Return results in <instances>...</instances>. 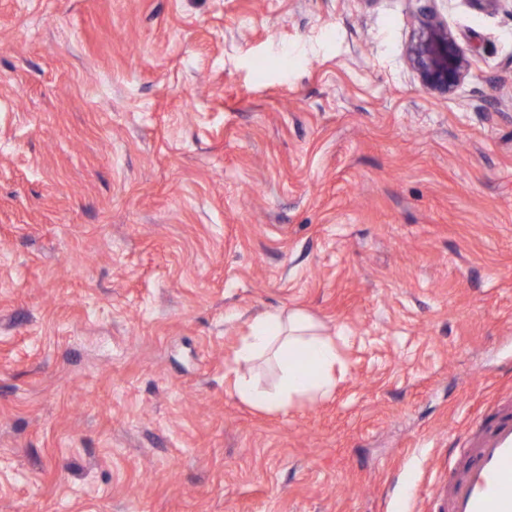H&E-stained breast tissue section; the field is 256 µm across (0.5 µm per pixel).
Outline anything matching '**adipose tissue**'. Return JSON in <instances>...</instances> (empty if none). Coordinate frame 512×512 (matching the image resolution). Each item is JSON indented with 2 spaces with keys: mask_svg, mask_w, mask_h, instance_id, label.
Instances as JSON below:
<instances>
[{
  "mask_svg": "<svg viewBox=\"0 0 512 512\" xmlns=\"http://www.w3.org/2000/svg\"><path fill=\"white\" fill-rule=\"evenodd\" d=\"M242 370L234 391L244 402L266 410H283L294 401L327 397L334 386L339 361L335 341L323 334L306 313L271 311L256 316L237 353ZM270 365L276 374L272 389H262L254 374L256 364Z\"/></svg>",
  "mask_w": 512,
  "mask_h": 512,
  "instance_id": "ef3b65f1",
  "label": "adipose tissue"
}]
</instances>
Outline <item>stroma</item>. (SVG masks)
Returning <instances> with one entry per match:
<instances>
[{"mask_svg":"<svg viewBox=\"0 0 512 512\" xmlns=\"http://www.w3.org/2000/svg\"><path fill=\"white\" fill-rule=\"evenodd\" d=\"M433 6L444 98L415 0H0V512H445L512 407V9ZM281 309L340 362L271 412ZM406 62L415 80L428 94L448 97L472 70V59L432 7L412 14V36L406 48ZM242 366L234 391L244 402L265 410H283L294 401L327 397L334 386L333 371L339 361L336 342L320 331L306 313L271 311L256 316L237 353ZM270 365L276 374L271 390L262 389L253 367Z\"/></svg>","mask_w":512,"mask_h":512,"instance_id":"stroma-1","label":"stroma"}]
</instances>
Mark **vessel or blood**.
Segmentation results:
<instances>
[{"mask_svg": "<svg viewBox=\"0 0 512 512\" xmlns=\"http://www.w3.org/2000/svg\"><path fill=\"white\" fill-rule=\"evenodd\" d=\"M466 444V463L448 483V512H512V410L484 416Z\"/></svg>", "mask_w": 512, "mask_h": 512, "instance_id": "b4317fda", "label": "vessel or blood"}]
</instances>
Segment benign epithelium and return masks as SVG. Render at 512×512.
<instances>
[{
	"mask_svg": "<svg viewBox=\"0 0 512 512\" xmlns=\"http://www.w3.org/2000/svg\"><path fill=\"white\" fill-rule=\"evenodd\" d=\"M406 62L422 90L439 97L453 94L472 70V59L432 7L412 14V36Z\"/></svg>",
	"mask_w": 512,
	"mask_h": 512,
	"instance_id": "benign-epithelium-1",
	"label": "benign epithelium"
}]
</instances>
